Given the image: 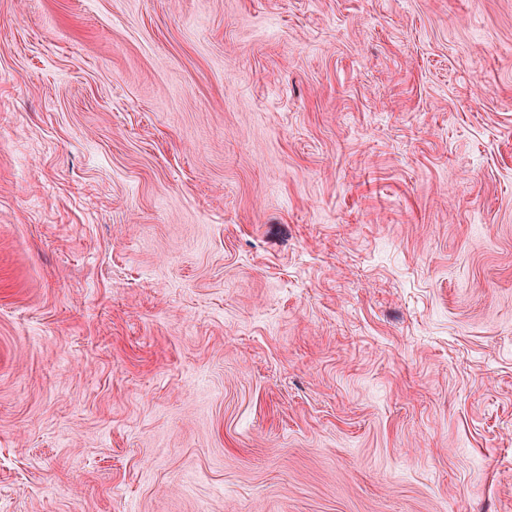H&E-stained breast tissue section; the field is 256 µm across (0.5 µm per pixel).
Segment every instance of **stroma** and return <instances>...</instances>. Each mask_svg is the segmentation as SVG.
<instances>
[{
	"label": "stroma",
	"instance_id": "35a3bbf8",
	"mask_svg": "<svg viewBox=\"0 0 512 512\" xmlns=\"http://www.w3.org/2000/svg\"><path fill=\"white\" fill-rule=\"evenodd\" d=\"M0 512H512V0H0Z\"/></svg>",
	"mask_w": 512,
	"mask_h": 512
}]
</instances>
